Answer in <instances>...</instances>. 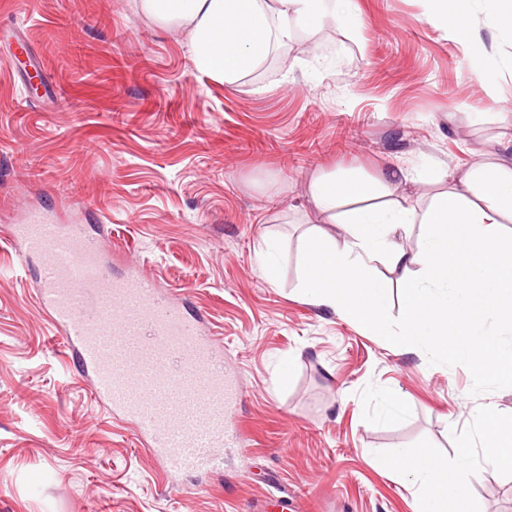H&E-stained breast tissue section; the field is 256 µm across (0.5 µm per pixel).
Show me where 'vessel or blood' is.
I'll list each match as a JSON object with an SVG mask.
<instances>
[{
	"mask_svg": "<svg viewBox=\"0 0 512 512\" xmlns=\"http://www.w3.org/2000/svg\"><path fill=\"white\" fill-rule=\"evenodd\" d=\"M11 236L38 260L40 305L95 400L134 421L167 472L215 467L241 390L217 370L211 331L139 272L112 276L79 225L34 215Z\"/></svg>",
	"mask_w": 512,
	"mask_h": 512,
	"instance_id": "obj_1",
	"label": "vessel or blood"
}]
</instances>
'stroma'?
<instances>
[{
	"mask_svg": "<svg viewBox=\"0 0 512 512\" xmlns=\"http://www.w3.org/2000/svg\"><path fill=\"white\" fill-rule=\"evenodd\" d=\"M355 3L219 83L195 69L184 29L133 0H0V512H263L272 496L288 512H417L383 459L428 448L448 464L456 427L483 468L470 512H512V470L485 467L474 417L512 415V389L419 345L391 349L298 290L318 172L420 169L401 192L422 208L439 169L512 163V33L479 11L448 35L425 0ZM36 211L85 225L113 275L137 266L203 315L243 393L222 465L169 475L94 400L9 236ZM266 236L274 282L259 269ZM279 243L275 238L264 237L259 251V263L265 277L272 281L279 273Z\"/></svg>",
	"mask_w": 512,
	"mask_h": 512,
	"instance_id": "1",
	"label": "stroma"
}]
</instances>
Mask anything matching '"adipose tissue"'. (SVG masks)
Segmentation results:
<instances>
[{"mask_svg":"<svg viewBox=\"0 0 512 512\" xmlns=\"http://www.w3.org/2000/svg\"><path fill=\"white\" fill-rule=\"evenodd\" d=\"M484 2L491 26L512 31V0H428L431 17L449 33L470 27L477 2ZM151 22L189 31L196 68L231 83L269 55L274 42L292 30H314L343 20L353 0H134ZM448 187L425 210L395 200L413 176L400 165L375 177L317 174L308 188L314 209L326 223L341 225L333 238L318 228L305 232L299 288L312 304L379 325L388 307L386 283L376 264L397 273L404 289L400 332H387L392 348L401 342L425 346L436 357H459L479 374H492L512 388V344H502L484 322L495 318L512 331V166L480 163L467 172L443 175ZM419 224L418 250L401 234ZM484 425L487 466L512 468V418L495 409L479 415ZM387 468L409 477L417 488L419 512H448L465 502L479 476L468 452L440 467L428 453L399 451Z\"/></svg>","mask_w":512,"mask_h":512,"instance_id":"obj_1","label":"adipose tissue"}]
</instances>
